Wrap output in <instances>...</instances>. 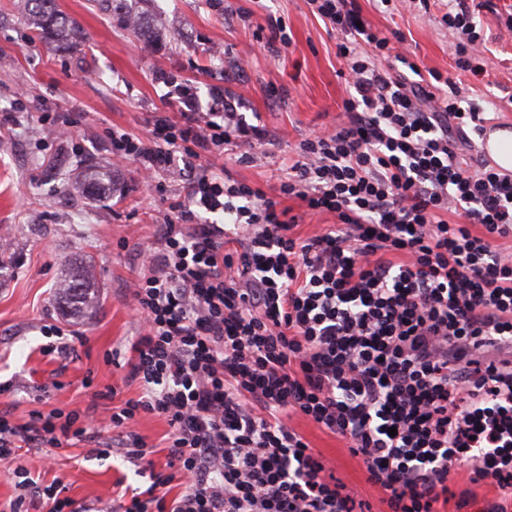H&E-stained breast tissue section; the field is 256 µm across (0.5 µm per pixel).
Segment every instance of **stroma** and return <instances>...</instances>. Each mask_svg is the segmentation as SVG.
Returning <instances> with one entry per match:
<instances>
[{
    "instance_id": "35a3bbf8",
    "label": "stroma",
    "mask_w": 512,
    "mask_h": 512,
    "mask_svg": "<svg viewBox=\"0 0 512 512\" xmlns=\"http://www.w3.org/2000/svg\"><path fill=\"white\" fill-rule=\"evenodd\" d=\"M19 0H0V239L15 260L0 283V409L25 423L32 411L94 409L101 439L112 436V407L137 396L136 386L119 385L139 318L125 289L143 275L137 247L157 233L158 211L181 200L188 182L178 173L154 176L144 187L139 164L112 154V134L145 137L157 114L176 117L164 100L165 70L190 84L200 102L222 86L243 97L246 112L259 113L277 138L271 156L241 160L230 151L203 162L207 173L261 188L277 184L289 147L315 132L333 130L342 110L344 80L338 75L339 38L313 14L306 0H128L133 10L160 19L152 37L140 36L112 0H56L57 9L83 29L74 50L48 45L28 28ZM252 11L250 22L225 18L224 5ZM364 17L383 36L400 33L403 47L422 70H437L462 83L468 96L494 113L495 124L512 125V36L490 14L476 20L486 39L476 64L485 79L455 68L456 38L441 22L446 0L415 2L358 0ZM280 18L291 43L272 65L259 27L266 16ZM73 121L59 137L55 118ZM111 168L112 193L93 200L73 182L89 165ZM93 256L99 283L98 309L81 318L57 308L51 297L62 270L79 254ZM72 332L73 352L51 359L41 353L43 326ZM296 427L336 467V475L364 485L365 473L340 438L299 419ZM27 468L41 485L61 480L65 497L101 512L125 490L147 487L148 475L120 451L97 456L91 444L63 451L19 450L0 459V512L18 494L9 478Z\"/></svg>"
}]
</instances>
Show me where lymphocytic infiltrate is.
Wrapping results in <instances>:
<instances>
[{
  "mask_svg": "<svg viewBox=\"0 0 512 512\" xmlns=\"http://www.w3.org/2000/svg\"><path fill=\"white\" fill-rule=\"evenodd\" d=\"M308 3L341 37L342 118L296 145L271 190L202 173L160 212L139 251L147 272L128 288L142 329L122 382L139 394L113 408L99 450L121 445L150 483L112 512H512V176L463 157L486 119L452 77L391 53L356 0ZM473 15L454 0L442 18L462 36L465 72L483 46ZM166 102L179 120L157 117L143 140L112 135L145 177L275 145L226 89L203 107L185 88ZM290 198L336 223L300 237ZM142 414L169 427L163 466ZM295 415L347 440L377 502L337 479ZM91 425L75 410L17 424L1 409L0 458L66 449ZM13 476L10 512H94L60 483Z\"/></svg>",
  "mask_w": 512,
  "mask_h": 512,
  "instance_id": "1",
  "label": "lymphocytic infiltrate"
}]
</instances>
